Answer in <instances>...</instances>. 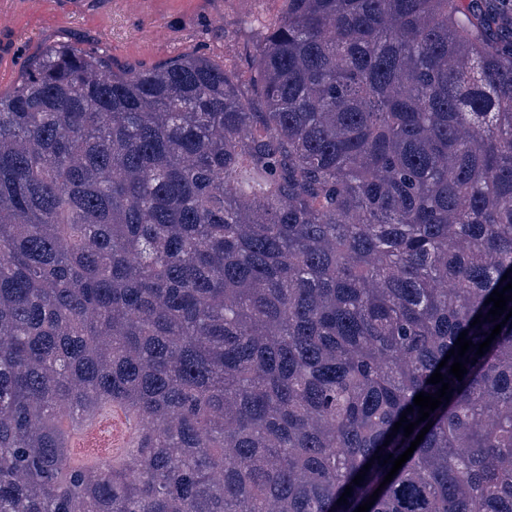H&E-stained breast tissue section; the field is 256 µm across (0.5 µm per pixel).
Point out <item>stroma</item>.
<instances>
[{
  "label": "stroma",
  "instance_id": "stroma-1",
  "mask_svg": "<svg viewBox=\"0 0 512 512\" xmlns=\"http://www.w3.org/2000/svg\"><path fill=\"white\" fill-rule=\"evenodd\" d=\"M280 0H0V92L59 43L134 72L203 53L248 70L253 37Z\"/></svg>",
  "mask_w": 512,
  "mask_h": 512
}]
</instances>
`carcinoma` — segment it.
Wrapping results in <instances>:
<instances>
[{
    "label": "carcinoma",
    "instance_id": "1",
    "mask_svg": "<svg viewBox=\"0 0 512 512\" xmlns=\"http://www.w3.org/2000/svg\"><path fill=\"white\" fill-rule=\"evenodd\" d=\"M282 3L245 82L59 44L0 93V512H354L428 424L369 512H512V0Z\"/></svg>",
    "mask_w": 512,
    "mask_h": 512
}]
</instances>
